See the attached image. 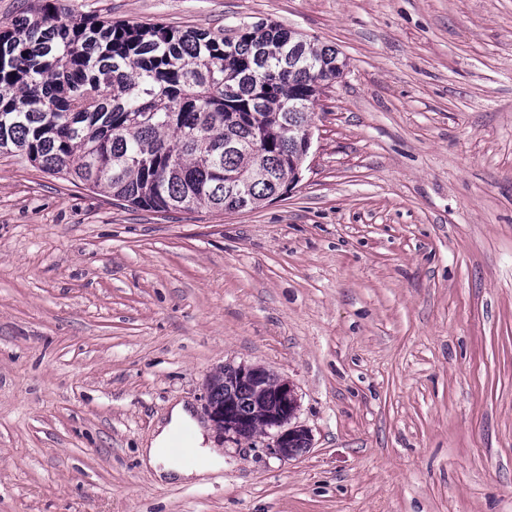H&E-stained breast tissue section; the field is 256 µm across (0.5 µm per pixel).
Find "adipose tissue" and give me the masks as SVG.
I'll use <instances>...</instances> for the list:
<instances>
[{"mask_svg": "<svg viewBox=\"0 0 512 512\" xmlns=\"http://www.w3.org/2000/svg\"><path fill=\"white\" fill-rule=\"evenodd\" d=\"M188 428L194 432L193 445L197 454V460L192 464L183 463L168 452L173 436ZM139 459L154 470L160 481L166 483L190 482L222 462L212 441L195 419L192 408L182 401L173 404L165 422L157 425L152 438L141 445Z\"/></svg>", "mask_w": 512, "mask_h": 512, "instance_id": "adipose-tissue-1", "label": "adipose tissue"}]
</instances>
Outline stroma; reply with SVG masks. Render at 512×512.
Returning <instances> with one entry per match:
<instances>
[{
  "mask_svg": "<svg viewBox=\"0 0 512 512\" xmlns=\"http://www.w3.org/2000/svg\"><path fill=\"white\" fill-rule=\"evenodd\" d=\"M181 29L274 21L348 65L301 180L242 213L135 210L0 154V512H512V0H64ZM293 384L268 453L207 379ZM189 402L223 469L158 483ZM229 370L232 369L225 368L212 375L207 385L209 394L207 393L206 407L213 424L231 437L247 438L252 436L253 422L256 431L262 428L265 422V429L275 430L272 444L267 448L270 454L289 458L306 450L307 448L298 447L301 440L306 442V446L308 445L310 439L307 431L299 426H290L298 408L293 385L287 380L276 379L273 387L270 388L267 370L264 367L243 364L233 369L231 378H225L229 393L224 396V375ZM239 384L251 386L261 396L265 407L264 422L257 409L255 394L249 387H239L236 395L237 403L232 388H236ZM210 399L216 403L224 402V404L214 405ZM240 410L250 415L253 422Z\"/></svg>",
  "mask_w": 512,
  "mask_h": 512,
  "instance_id": "obj_1",
  "label": "stroma"
}]
</instances>
